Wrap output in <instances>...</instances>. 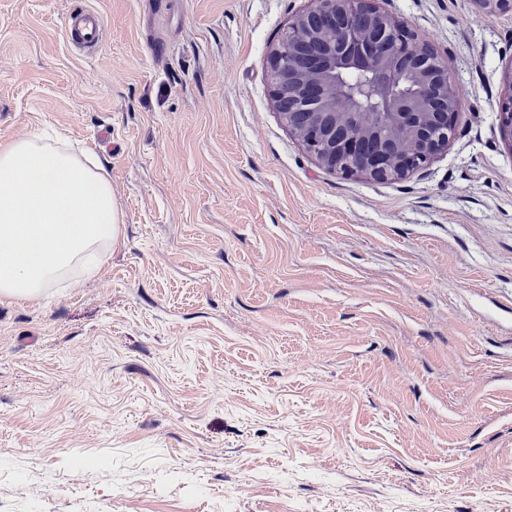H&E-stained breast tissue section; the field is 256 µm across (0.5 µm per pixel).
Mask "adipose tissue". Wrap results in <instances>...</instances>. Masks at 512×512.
<instances>
[{"mask_svg":"<svg viewBox=\"0 0 512 512\" xmlns=\"http://www.w3.org/2000/svg\"><path fill=\"white\" fill-rule=\"evenodd\" d=\"M121 235L112 185L69 145L32 136L0 147V295L40 296L91 271Z\"/></svg>","mask_w":512,"mask_h":512,"instance_id":"obj_1","label":"adipose tissue"}]
</instances>
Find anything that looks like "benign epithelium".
I'll return each mask as SVG.
<instances>
[{"instance_id": "benign-epithelium-1", "label": "benign epithelium", "mask_w": 512, "mask_h": 512, "mask_svg": "<svg viewBox=\"0 0 512 512\" xmlns=\"http://www.w3.org/2000/svg\"><path fill=\"white\" fill-rule=\"evenodd\" d=\"M379 0H313L268 56L273 99L288 128L325 169L400 181L446 151L460 102L447 62ZM485 13L512 0H476ZM512 146V69L499 101Z\"/></svg>"}]
</instances>
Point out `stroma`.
<instances>
[{"label":"stroma","mask_w":512,"mask_h":512,"mask_svg":"<svg viewBox=\"0 0 512 512\" xmlns=\"http://www.w3.org/2000/svg\"><path fill=\"white\" fill-rule=\"evenodd\" d=\"M309 5L0 0V147L57 132L122 213L93 273L0 297V512H512V13L382 0L461 110L375 182L274 107L268 53ZM106 29L104 17L90 8L70 13L64 22V31L69 44L85 54L97 51L105 40ZM504 86L499 101V131L502 139L508 141L512 149V69L505 76Z\"/></svg>","instance_id":"stroma-1"}]
</instances>
